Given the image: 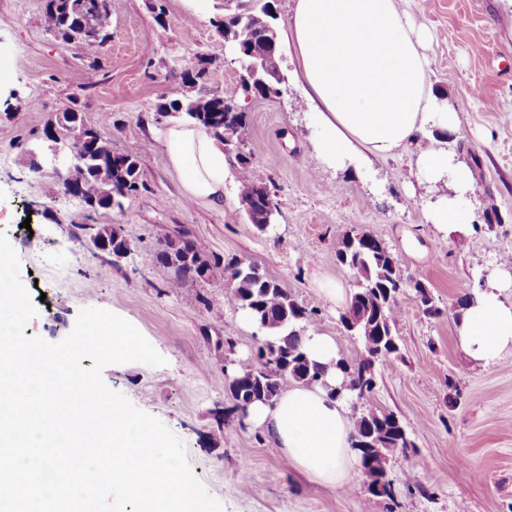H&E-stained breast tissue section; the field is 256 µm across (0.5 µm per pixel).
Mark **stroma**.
I'll list each match as a JSON object with an SVG mask.
<instances>
[{
  "label": "stroma",
  "instance_id": "obj_1",
  "mask_svg": "<svg viewBox=\"0 0 512 512\" xmlns=\"http://www.w3.org/2000/svg\"><path fill=\"white\" fill-rule=\"evenodd\" d=\"M209 4L201 15L184 0H115L110 37L89 57L46 31L45 0H0V232L37 308L25 335L60 341L90 307L132 323L165 365L111 364L102 379L183 442L223 512H512V349L489 364L473 359L454 316L512 258V8L505 0L402 3L431 31L432 86L460 120L449 146L474 176L464 198L471 231L454 242L423 215L425 200L451 192L420 177L425 141L375 160L368 175L318 165L295 56L281 55L279 97L243 100L240 68L217 28L224 0ZM201 55L211 59L208 89L246 103L252 176L278 205L266 231L250 224L234 188L218 204L188 200L156 138L173 121L157 106L177 84L176 69ZM71 105L113 150L140 147L141 185L122 209H89L40 163L50 148L45 129ZM76 224L120 227L130 254L112 263L73 234ZM182 230L207 254L263 267L311 310L305 332L334 337L353 359L361 346L341 325V307L316 290L320 280L357 289L336 258L345 235H373L427 287L440 316L423 315L415 290L400 296L399 351L375 365L363 400L393 412L413 443L388 457L393 498L372 496L362 479L336 490L309 482L244 420L224 382L251 365L259 341L225 303L232 283L223 273L179 288L158 276L160 241Z\"/></svg>",
  "mask_w": 512,
  "mask_h": 512
}]
</instances>
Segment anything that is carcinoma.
I'll use <instances>...</instances> for the list:
<instances>
[{
	"label": "carcinoma",
	"instance_id": "1",
	"mask_svg": "<svg viewBox=\"0 0 512 512\" xmlns=\"http://www.w3.org/2000/svg\"><path fill=\"white\" fill-rule=\"evenodd\" d=\"M81 0H47L44 12L46 29L55 37L77 43L85 55L97 54L103 42L84 39L81 19L77 8ZM248 24L249 35L258 42L270 37L278 38L270 31L272 18L263 5H247L224 15V28H241ZM197 85L186 88L178 84L168 93V101L183 102L178 116L205 127L213 137L222 142L226 131L240 136L246 127V113L224 112L222 102L206 90L208 70L194 69ZM56 145L70 155L71 164L64 173L63 184L77 186L81 198L91 208L112 204L113 189L120 181L131 182L130 190H138L140 180V149L132 144L122 153L112 152L109 141L98 131L84 123L80 113L67 108L56 119ZM239 182V194L243 199L256 192V182L251 176L250 156L234 162ZM339 263L350 270L358 280L359 288L340 321L344 328L356 324V334L361 341V355L348 361L339 355L335 367L339 370L347 388L334 390L331 395L346 398L355 393L361 397L371 391L364 377L373 374L376 363L389 359L398 352L393 329L396 324L397 302L400 294L409 287L420 293L422 311L429 317L440 314L432 298L419 283L403 277L388 249L366 233L348 234L343 237L337 250ZM159 274L172 286L196 281L211 275L216 269L230 276L233 288L225 294L231 306L250 314L261 345L255 362L250 368L230 377L227 389L238 408L261 401L273 403L288 381L307 385L325 381L329 366L312 360L302 343L301 328L311 312L292 298L288 290L263 269L247 258L228 261L218 256H208L197 241L181 233L167 238L156 254ZM412 446L397 416L392 412L377 411L365 407L356 416L353 431V447L362 449L361 464L368 491L376 497H392V491L377 490L370 477L386 465L387 456L397 448Z\"/></svg>",
	"mask_w": 512,
	"mask_h": 512
}]
</instances>
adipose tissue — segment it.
<instances>
[{
  "label": "adipose tissue",
  "instance_id": "adipose-tissue-1",
  "mask_svg": "<svg viewBox=\"0 0 512 512\" xmlns=\"http://www.w3.org/2000/svg\"><path fill=\"white\" fill-rule=\"evenodd\" d=\"M429 29L400 6V0H296L288 22V44L299 64V80L319 138L316 156L329 167L363 171L432 129L455 131L456 112L439 101L430 85L425 51ZM171 167L181 176L188 200H223L232 172L219 142L189 122L160 135ZM420 172L432 182H450L455 196L428 201L426 218L443 236L465 232L469 210L458 196L472 185L471 169L437 145L422 150ZM512 273L488 277L458 327L461 347L490 363L512 348V304L500 298ZM341 381L295 384L274 403L255 402L245 411L253 427L268 434L282 458L312 482L351 486L358 462L351 448L352 420L330 391Z\"/></svg>",
  "mask_w": 512,
  "mask_h": 512
}]
</instances>
